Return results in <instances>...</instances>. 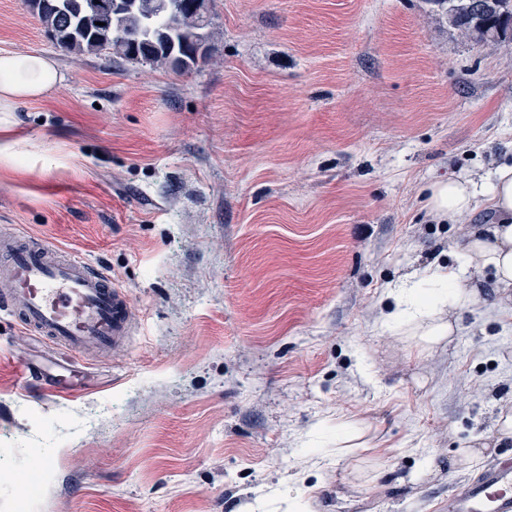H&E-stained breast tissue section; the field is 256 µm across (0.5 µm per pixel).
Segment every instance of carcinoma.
<instances>
[{
	"label": "carcinoma",
	"instance_id": "carcinoma-1",
	"mask_svg": "<svg viewBox=\"0 0 512 512\" xmlns=\"http://www.w3.org/2000/svg\"><path fill=\"white\" fill-rule=\"evenodd\" d=\"M35 13L46 34L62 50L81 56L105 49L128 61L167 64L185 72L198 64L191 53L207 35L195 12L183 0H128L114 11L111 0H50ZM434 0L446 7L448 22L460 34L478 41L512 38V0Z\"/></svg>",
	"mask_w": 512,
	"mask_h": 512
}]
</instances>
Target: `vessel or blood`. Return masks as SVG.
I'll list each match as a JSON object with an SVG mask.
<instances>
[{
	"label": "vessel or blood",
	"instance_id": "b4317fda",
	"mask_svg": "<svg viewBox=\"0 0 512 512\" xmlns=\"http://www.w3.org/2000/svg\"><path fill=\"white\" fill-rule=\"evenodd\" d=\"M0 315L74 360L125 347L136 325L127 291L108 271L13 226L0 229ZM18 378L26 389L41 382L69 397L79 391L75 377L53 364L25 363ZM448 512H512V463L492 465L449 495Z\"/></svg>",
	"mask_w": 512,
	"mask_h": 512
}]
</instances>
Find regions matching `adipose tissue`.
<instances>
[{"label":"adipose tissue","instance_id":"1","mask_svg":"<svg viewBox=\"0 0 512 512\" xmlns=\"http://www.w3.org/2000/svg\"><path fill=\"white\" fill-rule=\"evenodd\" d=\"M62 80L55 62L39 54L0 53V113L12 111L16 102L36 101ZM428 206L442 221L456 222L487 199L493 219L487 226L471 232L460 246L467 264L475 271L490 270L494 285L512 289V166L499 167L488 184L467 177L434 183L429 188ZM429 279L441 289L423 299L414 289L390 290L396 305L383 317L384 324L407 323V334L420 347L428 348L453 336L452 314L477 302L474 283L461 272L436 269Z\"/></svg>","mask_w":512,"mask_h":512}]
</instances>
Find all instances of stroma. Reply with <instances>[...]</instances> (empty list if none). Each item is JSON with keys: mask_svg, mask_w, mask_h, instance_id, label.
<instances>
[{"mask_svg": "<svg viewBox=\"0 0 512 512\" xmlns=\"http://www.w3.org/2000/svg\"><path fill=\"white\" fill-rule=\"evenodd\" d=\"M192 71L63 52L0 0V52L64 76L0 138V225L106 265L128 347L82 396L19 391L48 347L0 320V512H444L512 459V299L490 271L422 349L386 292H437L457 244L437 181L512 165V43L432 0H210ZM481 450L479 463L466 449Z\"/></svg>", "mask_w": 512, "mask_h": 512, "instance_id": "35a3bbf8", "label": "stroma"}]
</instances>
